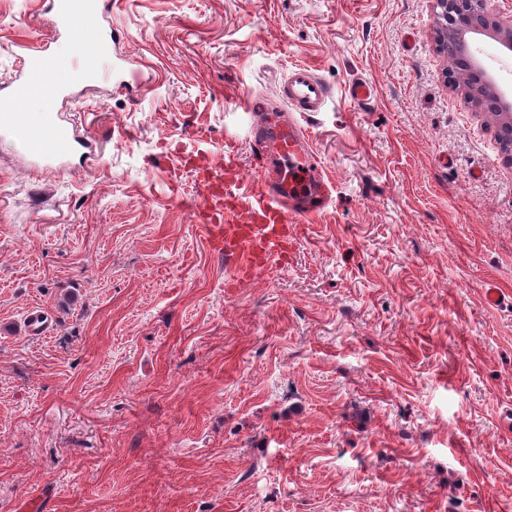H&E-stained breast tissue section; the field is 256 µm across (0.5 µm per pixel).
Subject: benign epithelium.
Wrapping results in <instances>:
<instances>
[{
  "mask_svg": "<svg viewBox=\"0 0 512 512\" xmlns=\"http://www.w3.org/2000/svg\"><path fill=\"white\" fill-rule=\"evenodd\" d=\"M493 0H432L435 15L434 39L439 50L448 41L464 42L469 32L491 30L499 42L512 50V20L504 21L492 7ZM456 78L451 87L460 92L467 103L482 113L491 114L498 124V137L512 144V102L499 88L494 77L480 62L462 53L451 62Z\"/></svg>",
  "mask_w": 512,
  "mask_h": 512,
  "instance_id": "1",
  "label": "benign epithelium"
}]
</instances>
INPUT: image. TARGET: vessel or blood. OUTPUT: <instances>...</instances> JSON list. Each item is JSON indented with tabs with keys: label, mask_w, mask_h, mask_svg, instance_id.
<instances>
[{
	"label": "vessel or blood",
	"mask_w": 512,
	"mask_h": 512,
	"mask_svg": "<svg viewBox=\"0 0 512 512\" xmlns=\"http://www.w3.org/2000/svg\"><path fill=\"white\" fill-rule=\"evenodd\" d=\"M49 7L55 34L77 47L78 58L61 69L50 55L25 48L13 80L0 85V136L22 146L29 166L57 169L72 153L91 156L94 147L62 113L23 111L27 94L46 87L65 93L81 73L118 87L125 81L114 66L102 65V41L94 33L110 9L109 0H50ZM282 93L289 110L302 113L321 111L330 97L329 88L306 67L290 71ZM247 109L258 115L251 140L265 176L275 179L274 187L261 183L244 194L236 180L218 177L206 167L202 170L206 192L198 206L211 222L223 223V231L213 235L214 246L237 262L242 275L273 258L287 261L288 241L299 216L322 211L331 187L294 120L253 98L248 99Z\"/></svg>",
	"instance_id": "obj_1"
}]
</instances>
